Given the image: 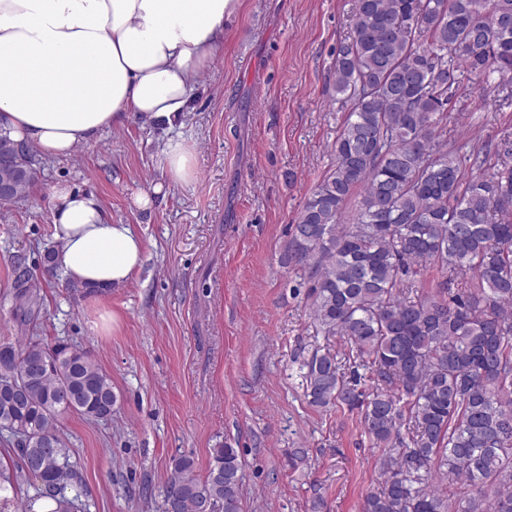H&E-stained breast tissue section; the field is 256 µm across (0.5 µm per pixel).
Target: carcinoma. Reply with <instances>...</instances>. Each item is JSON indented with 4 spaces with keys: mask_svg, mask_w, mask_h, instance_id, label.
<instances>
[{
    "mask_svg": "<svg viewBox=\"0 0 512 512\" xmlns=\"http://www.w3.org/2000/svg\"><path fill=\"white\" fill-rule=\"evenodd\" d=\"M512 74V0H357L336 49L334 89L351 104L330 172L305 201L282 264L307 285L319 346L303 361L317 409L360 413L381 481L363 512H512V148L441 139L459 76ZM0 131V206L25 200L41 160ZM439 277L427 291L424 273ZM24 320L39 304L18 294ZM369 371L365 376L360 369ZM112 378L84 347L30 336L0 344V503L86 512L66 414L112 419ZM170 459L164 512H244L236 449Z\"/></svg>",
    "mask_w": 512,
    "mask_h": 512,
    "instance_id": "obj_1",
    "label": "carcinoma"
}]
</instances>
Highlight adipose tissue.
<instances>
[{
	"mask_svg": "<svg viewBox=\"0 0 512 512\" xmlns=\"http://www.w3.org/2000/svg\"><path fill=\"white\" fill-rule=\"evenodd\" d=\"M242 0H0V130L42 158L69 157L128 115L174 127L201 71L224 51ZM51 193L53 264L110 288L141 266L142 238L112 223L94 194Z\"/></svg>",
	"mask_w": 512,
	"mask_h": 512,
	"instance_id": "1",
	"label": "adipose tissue"
}]
</instances>
